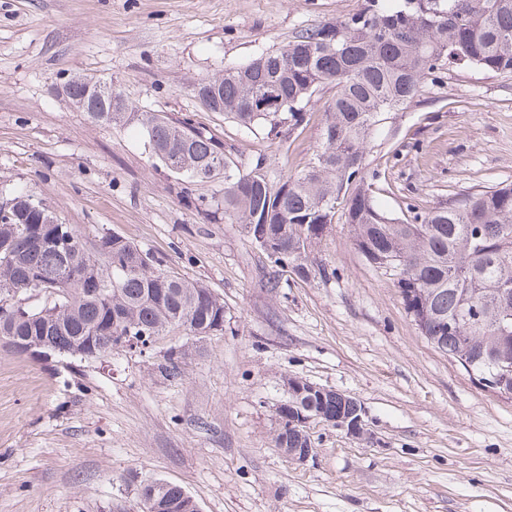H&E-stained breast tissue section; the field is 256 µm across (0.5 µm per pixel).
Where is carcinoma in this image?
Returning a JSON list of instances; mask_svg holds the SVG:
<instances>
[{
    "label": "carcinoma",
    "instance_id": "obj_1",
    "mask_svg": "<svg viewBox=\"0 0 512 512\" xmlns=\"http://www.w3.org/2000/svg\"><path fill=\"white\" fill-rule=\"evenodd\" d=\"M455 64L512 75V0H373L334 24L300 30L288 44L193 85L210 88L215 109L250 131L279 134L308 121L305 107L321 90L333 96L323 118L322 145L298 175L274 177L265 158L247 172L224 158V144L184 117L141 112L122 95L116 111L95 123L136 122L159 161H172L194 183L224 177L216 206L251 241L269 237L264 251L276 266L309 277L308 249L341 221L369 265L399 293L411 292L407 314L420 333L494 392L512 394V184L478 189L425 212L412 203L396 214L368 187L365 156L388 116L411 102L421 83ZM274 94L281 111L253 102ZM0 202V301L43 302L25 312L0 313V336L37 339L43 353L91 358L125 348L124 336L147 341L170 328L203 339L224 331V301L205 286L162 268L149 253L103 232L88 243L42 201L8 190ZM349 412L340 397L289 398L281 417ZM278 448H306L293 428ZM159 507L175 512L185 490L161 483Z\"/></svg>",
    "mask_w": 512,
    "mask_h": 512
}]
</instances>
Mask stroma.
Here are the masks:
<instances>
[{
    "label": "stroma",
    "mask_w": 512,
    "mask_h": 512,
    "mask_svg": "<svg viewBox=\"0 0 512 512\" xmlns=\"http://www.w3.org/2000/svg\"><path fill=\"white\" fill-rule=\"evenodd\" d=\"M370 2L0 0V187H25L87 238L119 234L224 302L223 332L200 340L171 329L84 359L0 345V512H140L155 480L201 512H512V399L421 335L348 225L309 250L324 276L300 278L206 213L222 180L188 182L136 127L92 122L56 91L74 76L112 83L209 130L240 171L263 157L297 174L321 146L330 90L275 138L208 111L192 84ZM365 164L395 212L512 183V76L425 80ZM290 378L360 401L368 439L313 421L308 461L275 448Z\"/></svg>",
    "instance_id": "obj_1"
}]
</instances>
